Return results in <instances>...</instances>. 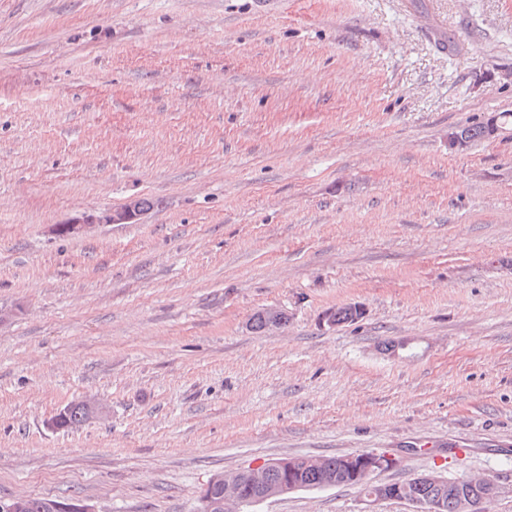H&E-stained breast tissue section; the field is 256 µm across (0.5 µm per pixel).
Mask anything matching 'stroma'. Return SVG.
I'll return each instance as SVG.
<instances>
[{
  "label": "stroma",
  "mask_w": 512,
  "mask_h": 512,
  "mask_svg": "<svg viewBox=\"0 0 512 512\" xmlns=\"http://www.w3.org/2000/svg\"><path fill=\"white\" fill-rule=\"evenodd\" d=\"M501 112L512 0H0V499L198 512L214 476L373 452L372 483L482 475L512 512V126L448 148ZM455 132H458L459 134H457L455 136V139L453 142V150L454 151H458V150H462V149L466 148L467 142L469 143V146H472L477 142L486 141V140L495 138V137H492V138L489 137V135L486 131L485 122L474 123L472 125L462 127L460 129H458V131H455ZM455 132H452L451 134H454ZM463 132L467 133L468 141L466 139V135ZM141 210L147 212L153 208V203L148 198H139ZM138 198L128 199L122 206L105 212L99 220L106 223L124 224L139 219L144 212H140ZM89 416V403L87 401H83L67 407L63 415H57L53 426L56 428L72 427L88 419Z\"/></svg>",
  "instance_id": "1"
}]
</instances>
